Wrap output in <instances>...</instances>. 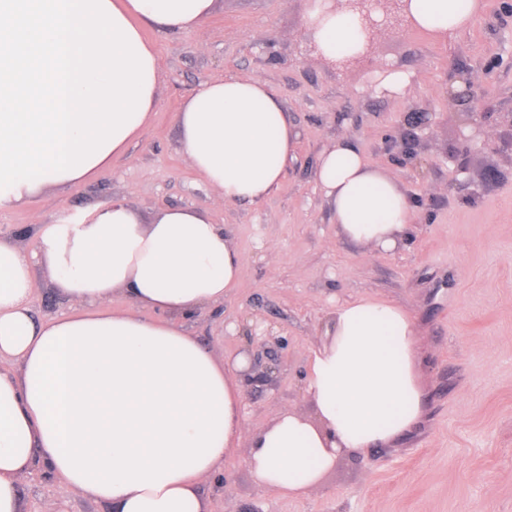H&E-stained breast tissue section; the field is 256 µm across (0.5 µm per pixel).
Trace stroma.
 I'll return each mask as SVG.
<instances>
[{
    "label": "stroma",
    "mask_w": 512,
    "mask_h": 512,
    "mask_svg": "<svg viewBox=\"0 0 512 512\" xmlns=\"http://www.w3.org/2000/svg\"><path fill=\"white\" fill-rule=\"evenodd\" d=\"M304 0H219L191 32L147 27L158 51L155 105L128 152L95 177L0 210V240L35 247L31 224H68L114 200L143 220L169 206L207 210L243 257L239 283L223 302L188 322L221 360L258 350L273 337V381L246 383L247 437L206 492L211 512H512V13L480 0L473 26L443 38L393 18L370 60L338 69L312 52L301 28ZM477 73L493 97L482 128L500 153L453 158L460 115L449 99L457 71ZM407 78L403 91L382 81ZM255 78L277 93L297 135L296 159L259 205L215 203L180 152L177 114L203 83ZM427 127L413 153L389 152L410 109ZM343 138L386 169L411 198L414 222L393 252L337 237L331 208L314 180L321 152ZM407 310L423 340L424 414L394 446L341 455L317 491L291 498L266 490L249 465V436L285 409L315 414L306 393L310 358L323 343L329 311L357 297ZM23 512H109L43 470L19 479Z\"/></svg>",
    "instance_id": "stroma-1"
}]
</instances>
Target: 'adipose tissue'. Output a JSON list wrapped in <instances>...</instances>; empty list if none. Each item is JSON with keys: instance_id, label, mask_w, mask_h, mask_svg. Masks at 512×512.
I'll use <instances>...</instances> for the list:
<instances>
[{"instance_id": "adipose-tissue-1", "label": "adipose tissue", "mask_w": 512, "mask_h": 512, "mask_svg": "<svg viewBox=\"0 0 512 512\" xmlns=\"http://www.w3.org/2000/svg\"><path fill=\"white\" fill-rule=\"evenodd\" d=\"M479 0H409L413 27H468ZM216 0H0V209L88 180L138 137L157 94L159 58L145 25L191 31ZM307 35L325 58L363 45L357 15L307 0ZM180 150L220 202L257 205L280 186L295 133L266 83L199 86L177 115ZM314 178L338 237L392 251L413 212L398 179L346 140ZM25 254L0 241V512H20L18 478L37 468L111 512H209L206 481L245 430L247 362L224 363L186 328L223 301L243 259L222 225L189 207L150 222L124 201L75 224H34ZM42 269L69 310L36 318ZM128 296L143 316L111 309ZM306 391L315 419L287 410L251 441L268 490L303 497L346 452L391 445L423 413L422 341L412 316L357 298L329 314Z\"/></svg>"}]
</instances>
